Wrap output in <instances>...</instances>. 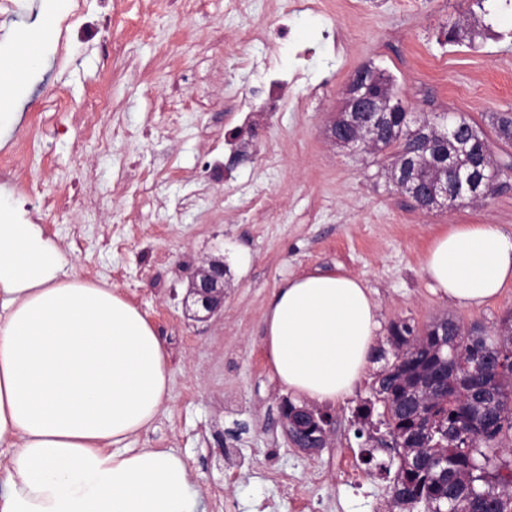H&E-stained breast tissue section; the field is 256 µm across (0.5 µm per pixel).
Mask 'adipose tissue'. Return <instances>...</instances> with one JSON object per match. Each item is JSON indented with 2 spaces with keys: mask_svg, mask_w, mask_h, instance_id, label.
<instances>
[{
  "mask_svg": "<svg viewBox=\"0 0 512 512\" xmlns=\"http://www.w3.org/2000/svg\"><path fill=\"white\" fill-rule=\"evenodd\" d=\"M424 271L462 308L512 285V235L457 224ZM377 304L349 274L295 276L272 293L265 346L281 384L324 403L368 365ZM168 398L161 342L117 289L79 280L41 225L0 201V512H199L176 451L131 448Z\"/></svg>",
  "mask_w": 512,
  "mask_h": 512,
  "instance_id": "adipose-tissue-1",
  "label": "adipose tissue"
}]
</instances>
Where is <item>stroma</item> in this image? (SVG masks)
<instances>
[{"mask_svg": "<svg viewBox=\"0 0 512 512\" xmlns=\"http://www.w3.org/2000/svg\"><path fill=\"white\" fill-rule=\"evenodd\" d=\"M0 17V49L42 22L44 0H15ZM471 0H333L283 29L287 0H192L155 10L153 0H63L54 26L81 27L110 16L120 53L107 55L101 34L41 47L42 59L17 123L0 137L12 153L16 195L80 187L94 198L48 218L43 229L71 251L73 225L92 241L73 257L82 281L117 288L149 321L166 351L169 398L134 448L173 449L190 466L205 512H386L399 460L390 448L371 449L357 434L355 410L372 399L376 365L349 396L323 404L333 417L327 448L309 455L293 447L280 421L287 387L274 376L264 349L263 317L274 288L306 273L359 277L378 303L376 343L391 323L424 328L452 315L463 326L498 325L512 312V286L482 307L460 308L431 286L424 261L433 239L457 224H493L512 234V143L498 140L492 112H512V0H486L482 34L450 45L449 27L466 23ZM264 26L267 47L252 45L250 24ZM353 27L356 41L335 53L325 29ZM316 49L308 81L294 92L301 110L257 112L252 134L236 146L225 137L244 120L238 102L256 95L255 70L270 64L288 75L294 45ZM372 66L393 76L416 116H465L485 132L503 174L494 194L472 203L422 211L394 190L386 161L334 145L328 129L351 75ZM109 84L112 109L90 110L95 91ZM64 91L82 125L69 116L42 117L41 101ZM185 94L186 112L166 101ZM139 130L103 153L83 126ZM81 148H74V141ZM205 255L223 257L230 276L224 308L205 322L186 313L189 276ZM372 462H365L366 453ZM359 459L360 489L339 467ZM310 485L301 508L273 478Z\"/></svg>", "mask_w": 512, "mask_h": 512, "instance_id": "35a3bbf8", "label": "stroma"}]
</instances>
